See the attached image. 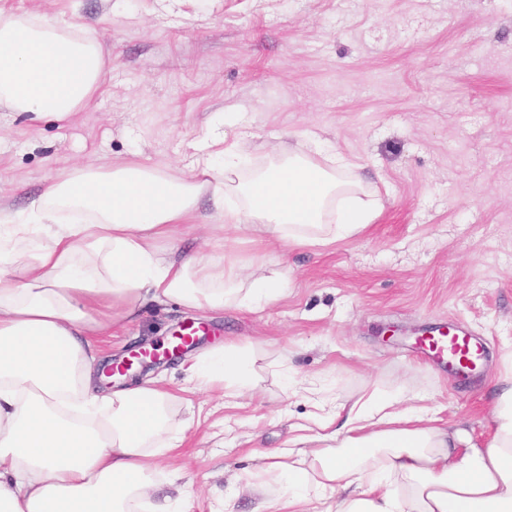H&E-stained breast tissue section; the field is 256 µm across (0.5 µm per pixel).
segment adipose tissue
Returning a JSON list of instances; mask_svg holds the SVG:
<instances>
[{
    "instance_id": "adipose-tissue-1",
    "label": "adipose tissue",
    "mask_w": 512,
    "mask_h": 512,
    "mask_svg": "<svg viewBox=\"0 0 512 512\" xmlns=\"http://www.w3.org/2000/svg\"><path fill=\"white\" fill-rule=\"evenodd\" d=\"M105 69L94 32L0 17V108L65 121L96 94ZM240 151L204 153L188 173L126 160L74 169L43 182L21 220L0 224V512H173L154 498V440L171 394L148 380L99 391V340L147 303L223 308L240 267L181 242L202 193L220 223L316 244L344 184L313 161H288L245 183L246 203L224 204L223 173ZM234 345L199 355L186 370L199 386L241 383ZM492 438L393 410L386 400L340 406L338 427L309 448L266 456L285 482L289 512L331 495L336 512H512V377L492 398ZM335 447L324 446V439Z\"/></svg>"
}]
</instances>
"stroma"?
<instances>
[{
  "mask_svg": "<svg viewBox=\"0 0 512 512\" xmlns=\"http://www.w3.org/2000/svg\"><path fill=\"white\" fill-rule=\"evenodd\" d=\"M95 30L107 66L66 122L0 110V216L78 168L130 157L183 171L211 137L246 166L224 195L288 157L359 165L375 201L361 233L326 245L263 242L231 227L224 256L282 280L253 302L238 282L223 310L147 304L106 345L164 355L180 325L228 342L247 384L224 395L187 381L183 357L148 370L174 395L154 475L185 512H254L245 494L267 452L316 434L339 404L418 395L489 442L490 394L512 375V0H0V16ZM455 324L482 347L458 377L415 346Z\"/></svg>",
  "mask_w": 512,
  "mask_h": 512,
  "instance_id": "stroma-1",
  "label": "stroma"
}]
</instances>
